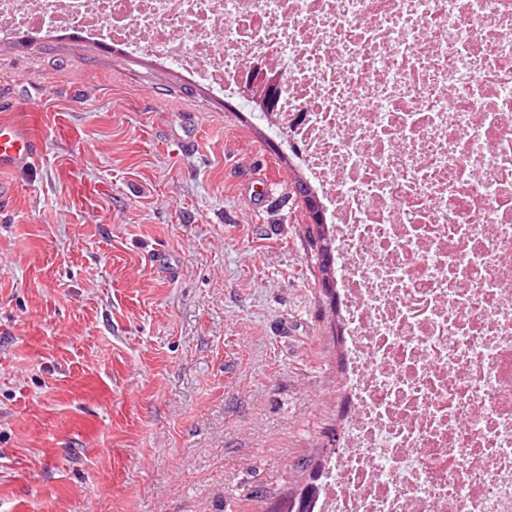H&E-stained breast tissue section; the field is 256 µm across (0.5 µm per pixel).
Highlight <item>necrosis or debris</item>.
Segmentation results:
<instances>
[{"instance_id": "1", "label": "necrosis or debris", "mask_w": 512, "mask_h": 512, "mask_svg": "<svg viewBox=\"0 0 512 512\" xmlns=\"http://www.w3.org/2000/svg\"><path fill=\"white\" fill-rule=\"evenodd\" d=\"M44 29L227 97L286 75L354 413L313 512H512V0H0V35Z\"/></svg>"}]
</instances>
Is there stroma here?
I'll list each match as a JSON object with an SVG mask.
<instances>
[{
    "label": "stroma",
    "mask_w": 512,
    "mask_h": 512,
    "mask_svg": "<svg viewBox=\"0 0 512 512\" xmlns=\"http://www.w3.org/2000/svg\"><path fill=\"white\" fill-rule=\"evenodd\" d=\"M0 512H270L343 409L285 137L149 53L0 37ZM41 142L26 125L0 122V172L26 164L40 152Z\"/></svg>",
    "instance_id": "1"
}]
</instances>
